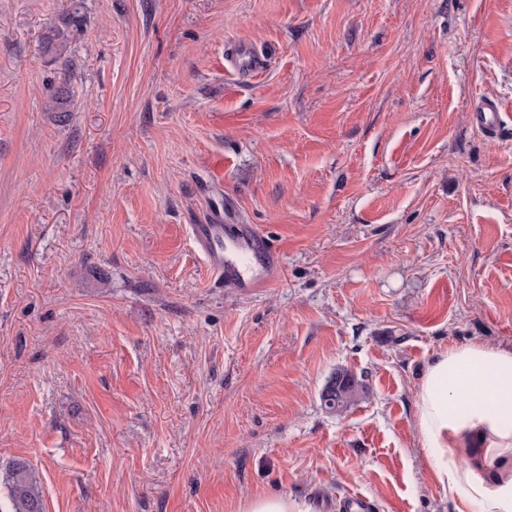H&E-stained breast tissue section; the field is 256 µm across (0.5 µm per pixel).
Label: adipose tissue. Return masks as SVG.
<instances>
[{"label": "adipose tissue", "mask_w": 512, "mask_h": 512, "mask_svg": "<svg viewBox=\"0 0 512 512\" xmlns=\"http://www.w3.org/2000/svg\"><path fill=\"white\" fill-rule=\"evenodd\" d=\"M417 420L458 512H512V352L473 342L439 353L417 393Z\"/></svg>", "instance_id": "adipose-tissue-1"}]
</instances>
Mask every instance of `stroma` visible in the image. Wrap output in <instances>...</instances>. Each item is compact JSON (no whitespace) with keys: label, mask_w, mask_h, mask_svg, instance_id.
Segmentation results:
<instances>
[{"label":"stroma","mask_w":512,"mask_h":512,"mask_svg":"<svg viewBox=\"0 0 512 512\" xmlns=\"http://www.w3.org/2000/svg\"><path fill=\"white\" fill-rule=\"evenodd\" d=\"M217 212L271 288L210 281ZM472 342L512 351V0H0V468L45 512H457L416 394ZM224 65L234 70L258 73L265 68L263 58L247 45L234 44L224 53ZM500 110L501 105L496 100L478 103L475 108L476 123L489 138L495 139L500 131ZM220 222L191 226L194 242L212 278L242 295L266 288L280 278L281 256L268 237L252 224H238L229 234ZM363 391L362 384L349 370H338L321 392V401L331 413L346 409ZM2 487L5 500L3 505ZM0 511H45L40 477L24 459L12 461L0 472ZM241 512H312L310 505L302 499L288 495H260L247 499Z\"/></svg>","instance_id":"35a3bbf8"}]
</instances>
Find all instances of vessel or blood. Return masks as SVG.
<instances>
[{
    "mask_svg": "<svg viewBox=\"0 0 512 512\" xmlns=\"http://www.w3.org/2000/svg\"><path fill=\"white\" fill-rule=\"evenodd\" d=\"M224 65L257 73L264 69L265 62L251 47L236 44L226 49ZM500 110L501 105L495 100L475 108L476 123L489 138H496L500 131ZM192 235L210 276L240 294L249 295L267 287L282 274L276 246L253 225L239 224L229 232L217 222L196 224Z\"/></svg>",
    "mask_w": 512,
    "mask_h": 512,
    "instance_id": "obj_1",
    "label": "vessel or blood"
}]
</instances>
